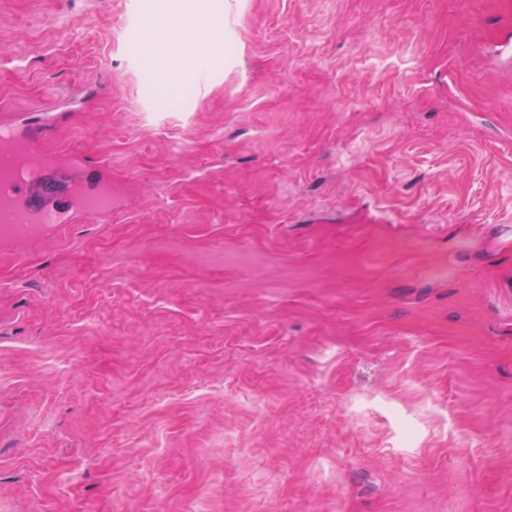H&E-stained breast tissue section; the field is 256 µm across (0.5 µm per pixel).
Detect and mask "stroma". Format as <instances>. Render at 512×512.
Segmentation results:
<instances>
[{
	"mask_svg": "<svg viewBox=\"0 0 512 512\" xmlns=\"http://www.w3.org/2000/svg\"><path fill=\"white\" fill-rule=\"evenodd\" d=\"M199 1L0 0V115L136 184L0 242V512H512V0L130 51Z\"/></svg>",
	"mask_w": 512,
	"mask_h": 512,
	"instance_id": "1",
	"label": "stroma"
}]
</instances>
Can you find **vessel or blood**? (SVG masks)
<instances>
[{
  "label": "vessel or blood",
  "mask_w": 512,
  "mask_h": 512,
  "mask_svg": "<svg viewBox=\"0 0 512 512\" xmlns=\"http://www.w3.org/2000/svg\"><path fill=\"white\" fill-rule=\"evenodd\" d=\"M50 131L45 124L22 136L0 124V199L8 203L0 225L14 226L16 243L76 223L86 200L110 188L104 169L82 154L46 151Z\"/></svg>",
  "instance_id": "1"
}]
</instances>
